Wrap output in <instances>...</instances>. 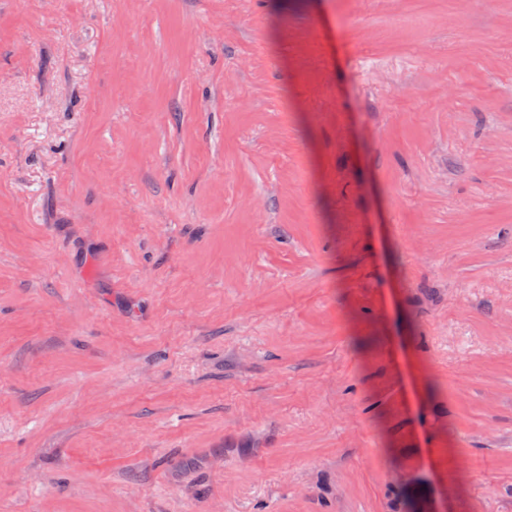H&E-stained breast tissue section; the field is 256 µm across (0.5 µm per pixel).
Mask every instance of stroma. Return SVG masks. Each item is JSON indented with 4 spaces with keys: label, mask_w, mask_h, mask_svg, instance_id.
<instances>
[{
    "label": "stroma",
    "mask_w": 512,
    "mask_h": 512,
    "mask_svg": "<svg viewBox=\"0 0 512 512\" xmlns=\"http://www.w3.org/2000/svg\"><path fill=\"white\" fill-rule=\"evenodd\" d=\"M0 512H512V0H0Z\"/></svg>",
    "instance_id": "1"
}]
</instances>
